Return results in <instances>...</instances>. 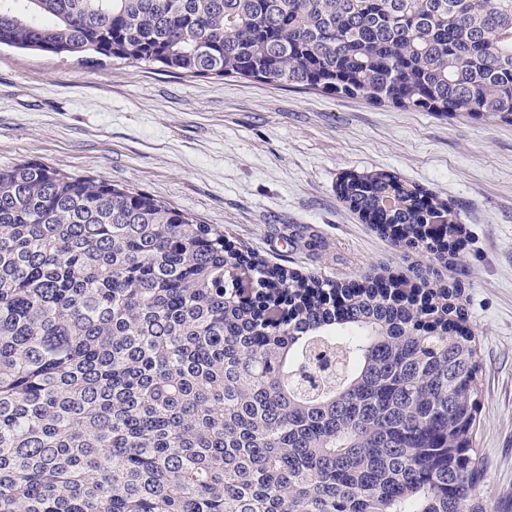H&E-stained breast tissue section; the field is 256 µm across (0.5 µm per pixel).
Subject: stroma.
I'll list each match as a JSON object with an SVG mask.
<instances>
[{
  "instance_id": "obj_1",
  "label": "stroma",
  "mask_w": 512,
  "mask_h": 512,
  "mask_svg": "<svg viewBox=\"0 0 512 512\" xmlns=\"http://www.w3.org/2000/svg\"><path fill=\"white\" fill-rule=\"evenodd\" d=\"M28 160L145 191L270 264L335 278L426 260L342 204L345 175L391 173L447 200L462 229L448 275L479 350L484 488L512 512V125L1 47L0 167ZM291 233L322 247L290 248Z\"/></svg>"
}]
</instances>
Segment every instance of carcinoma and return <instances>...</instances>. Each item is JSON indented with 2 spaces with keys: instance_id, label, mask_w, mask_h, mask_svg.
<instances>
[{
  "instance_id": "carcinoma-1",
  "label": "carcinoma",
  "mask_w": 512,
  "mask_h": 512,
  "mask_svg": "<svg viewBox=\"0 0 512 512\" xmlns=\"http://www.w3.org/2000/svg\"><path fill=\"white\" fill-rule=\"evenodd\" d=\"M0 45L512 125V0H0ZM339 197L428 263L304 276L136 189L0 167V512H490L439 273L458 214L384 172Z\"/></svg>"
}]
</instances>
